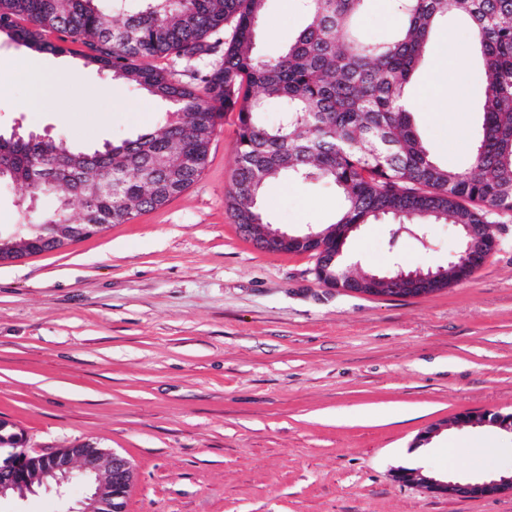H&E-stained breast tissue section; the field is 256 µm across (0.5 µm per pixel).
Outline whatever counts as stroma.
<instances>
[{"instance_id": "stroma-1", "label": "stroma", "mask_w": 512, "mask_h": 512, "mask_svg": "<svg viewBox=\"0 0 512 512\" xmlns=\"http://www.w3.org/2000/svg\"><path fill=\"white\" fill-rule=\"evenodd\" d=\"M300 0H270L259 52L279 55L307 24ZM70 53L0 38V131L91 151L133 138L160 107ZM27 57L61 77L41 107L19 74ZM448 71V70H447ZM467 109L417 93L415 120L434 156L471 161L482 82L448 71ZM237 139L226 113L206 168L182 195L65 249L0 263V420L30 452L89 440L133 464L127 512H512V493L450 498L400 482L402 468L461 481L512 473V435L466 412H512V216L499 246L465 280L414 298L320 285L308 254L260 250L225 204ZM334 185H268L271 223L334 222ZM454 226L425 242L385 224L353 233L354 273L447 267ZM435 434L425 448L417 436ZM498 451L495 466L474 446ZM457 447L449 457V447ZM87 483L0 498V512H77Z\"/></svg>"}]
</instances>
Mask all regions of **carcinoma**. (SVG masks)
<instances>
[{
  "mask_svg": "<svg viewBox=\"0 0 512 512\" xmlns=\"http://www.w3.org/2000/svg\"><path fill=\"white\" fill-rule=\"evenodd\" d=\"M0 0V33L43 53L83 47L84 65L144 91L164 106L153 129L91 153L37 136L0 137V183L53 195L55 210L32 216L0 250L32 255L42 226L125 224L164 206L203 173L224 113H237L235 169L225 194L237 224L274 235L262 210L267 184L289 176L338 188L344 207L316 231L345 247L352 226L388 220L424 242L429 224L473 225L482 246L461 250L433 274L446 288L495 249L488 214L512 213V0H393L401 27L389 38L361 34L369 0H301L309 23L276 59L255 52L268 0ZM460 17L484 70L481 131L466 169L437 162L418 138L406 89L434 28ZM28 22L23 26L20 21ZM230 37L221 39L226 29ZM62 34L60 42L45 33ZM224 46L220 61L184 83L149 63L191 60ZM278 107L277 122L264 114ZM105 180L112 191L99 190ZM80 213L74 214L72 202Z\"/></svg>",
  "mask_w": 512,
  "mask_h": 512,
  "instance_id": "cac0c4a2",
  "label": "carcinoma"
}]
</instances>
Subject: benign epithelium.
<instances>
[{
	"label": "benign epithelium",
	"mask_w": 512,
	"mask_h": 512,
	"mask_svg": "<svg viewBox=\"0 0 512 512\" xmlns=\"http://www.w3.org/2000/svg\"><path fill=\"white\" fill-rule=\"evenodd\" d=\"M52 233L48 238L52 244H66L71 238L90 235L100 228L98 224H51ZM240 234L251 240L257 248L269 252H286L288 244L307 242L313 245L311 251L318 254L321 265L333 269L327 286L336 287V269L340 268L339 259L342 252L330 251L320 243V236L313 232L294 234L280 231L273 236L258 238L254 234V225H238ZM371 284L369 288H357L355 293L379 297H418L439 290L435 277L420 270L399 271L389 278L371 276L366 279ZM30 455L24 448H12L8 459L0 466V498L18 488L28 491L35 486L46 485L50 482L61 484L73 477H85L93 482V490L80 503L76 512H127L125 491L131 485L133 468L131 462L115 451H107L95 444L85 441L83 447L76 452L57 449L41 456L43 466L37 473L28 470ZM396 477L402 482L416 484L425 490L450 497L483 498L497 494L512 493V475H501L497 478L475 479L459 482L453 479H438L416 469L412 472L399 470Z\"/></svg>",
	"instance_id": "7a95c632"
}]
</instances>
